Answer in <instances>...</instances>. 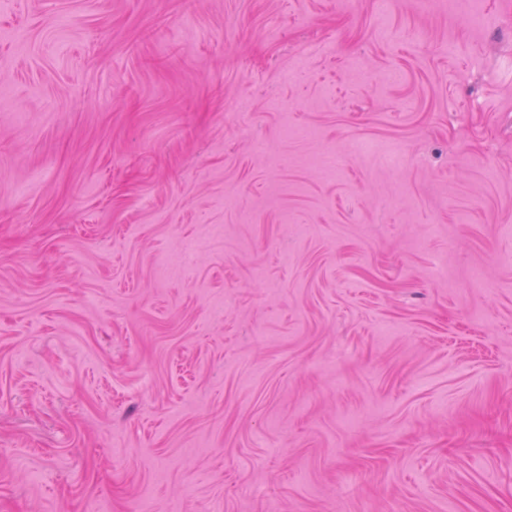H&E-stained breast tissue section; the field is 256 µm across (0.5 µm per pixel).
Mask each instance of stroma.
<instances>
[{"instance_id": "1", "label": "stroma", "mask_w": 512, "mask_h": 512, "mask_svg": "<svg viewBox=\"0 0 512 512\" xmlns=\"http://www.w3.org/2000/svg\"><path fill=\"white\" fill-rule=\"evenodd\" d=\"M481 6L0 0V512H512Z\"/></svg>"}]
</instances>
